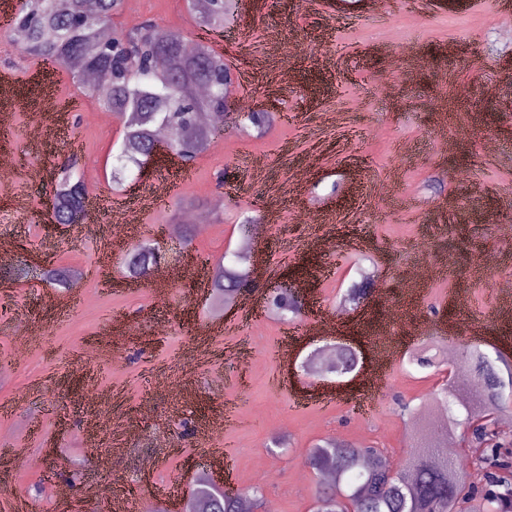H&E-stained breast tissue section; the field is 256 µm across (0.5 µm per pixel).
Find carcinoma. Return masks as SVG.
Wrapping results in <instances>:
<instances>
[{"instance_id":"cac0c4a2","label":"carcinoma","mask_w":512,"mask_h":512,"mask_svg":"<svg viewBox=\"0 0 512 512\" xmlns=\"http://www.w3.org/2000/svg\"><path fill=\"white\" fill-rule=\"evenodd\" d=\"M119 5L120 0H46L37 15L29 16L23 10L13 20L17 45L24 52L57 65L79 59L87 69L108 72L110 83L101 91L103 104L108 112L124 119L123 137L112 165L115 189L121 188L127 171L146 162L142 142L153 138L159 125L175 137L177 148L197 153L205 150L208 128L197 124V114L210 113L214 129L224 125L228 90L233 84L223 54L202 45L190 51L181 36L154 23L133 35L131 45L146 60L165 58L166 69L160 71L144 62L134 72L115 75L112 48L98 38V32L112 23ZM228 11V0H207L197 23L203 28H219ZM75 166L72 162L63 168L52 196L58 219L64 224L77 221L82 206ZM159 260L158 249L142 242L126 254L124 264L129 277L145 278ZM247 285L245 270L224 266L212 288L215 296L224 300ZM272 306L281 315L296 316L302 311V304L291 297L275 299ZM462 350L468 365L485 362L496 368L479 346L466 344ZM356 361L349 348H340L331 373L346 374ZM450 391L448 384L439 394L440 418L421 428L424 443L415 446L406 474L384 466L376 448L345 442L338 446L328 441L312 448L309 466L319 475L327 471L335 475V480L318 491L317 512H338L343 497L352 498L356 512H448V488H464L468 473L452 462L435 463V454L448 447V437L463 425L472 444L483 449L478 463L487 472L482 495L485 512H502L511 506L512 461L504 459L501 449L512 445V435L492 433L485 424L474 425L482 407L460 399L450 401ZM194 500L196 512H238L239 498L224 495L207 481L197 484Z\"/></svg>"}]
</instances>
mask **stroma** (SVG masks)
I'll return each mask as SVG.
<instances>
[{
	"mask_svg": "<svg viewBox=\"0 0 512 512\" xmlns=\"http://www.w3.org/2000/svg\"><path fill=\"white\" fill-rule=\"evenodd\" d=\"M499 0H238V19L225 26L215 51L239 75L233 112L274 99L289 121L263 134L227 122L224 134L189 166L164 160L129 172L121 193L110 182L111 155L123 128L107 113L97 88L39 62L0 40V71L13 89L0 148L18 160L12 183L0 187V240L13 242L11 264L0 265V512L25 500L30 512H63L55 485L71 487L76 512H108L89 500L86 484L101 480L136 490L130 512H147L154 485L176 481L190 495L210 449L221 448L240 493L262 487L277 512H315L320 479L308 453L331 436L365 441L399 464L408 463L414 430L408 411L434 402L447 366L421 368L409 354L424 344L468 336L512 377V331L494 316L497 283L512 280V11ZM194 0H123L113 27L151 20L186 42L207 41ZM472 93L456 100L454 88ZM75 98L67 113L71 144L35 143L44 91ZM77 157L88 191L120 195L133 210L129 243L151 237L170 271L162 286L129 285L125 254L98 262L114 222L101 215L97 235L82 226L57 228L34 220L54 175ZM175 187L162 209L144 201L158 183ZM411 193V202L401 200ZM223 197L203 232L170 234L165 225L180 201ZM255 217L267 228L257 245L265 277L224 306V329L204 334L215 306L206 287L224 258L238 252L240 226ZM440 260L436 278L415 295L419 331L404 333L392 311L405 300L415 264ZM53 263L82 270L64 289L46 281ZM372 269L385 289L363 311L350 313L327 335L315 321L341 304V294ZM315 285L293 322L279 320L266 299L289 272ZM88 295L84 304L72 294ZM391 324L399 353L386 383L344 392L317 388L304 360L336 342L358 344L360 371L372 369L377 328ZM162 377L169 388L150 391ZM194 398L176 405L175 381ZM115 387L112 404L89 405L86 388ZM226 413L219 435L210 417ZM119 417L129 426L126 453L108 471L96 467L111 448L109 430L97 447L80 444L92 419ZM40 420L39 432L29 430ZM287 434L289 444L272 440ZM170 453L159 457L161 447ZM22 449L19 457L10 456ZM155 459L144 473V459Z\"/></svg>",
	"mask_w": 512,
	"mask_h": 512,
	"instance_id": "stroma-1",
	"label": "stroma"
}]
</instances>
